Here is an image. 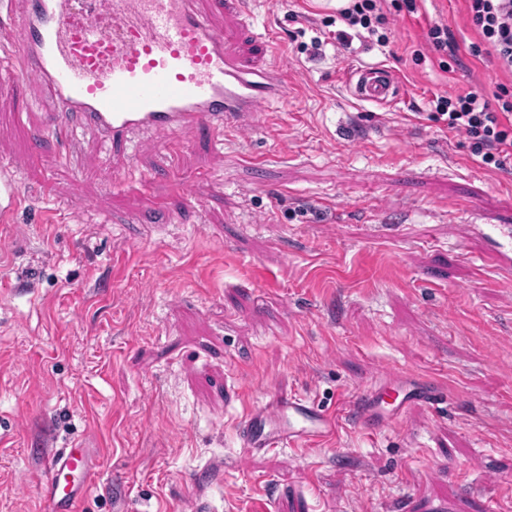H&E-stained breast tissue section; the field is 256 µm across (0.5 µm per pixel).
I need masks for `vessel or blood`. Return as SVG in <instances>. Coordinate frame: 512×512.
<instances>
[{"instance_id":"vessel-or-blood-1","label":"vessel or blood","mask_w":512,"mask_h":512,"mask_svg":"<svg viewBox=\"0 0 512 512\" xmlns=\"http://www.w3.org/2000/svg\"><path fill=\"white\" fill-rule=\"evenodd\" d=\"M0 45L9 50L0 96L36 79L51 107L46 127L64 136L95 130L108 154H121L135 131H205L221 135L254 124L292 85L276 65L249 63L214 21L208 0H0ZM350 95L386 104L402 85L388 68L351 70ZM22 195L9 167L0 168V221L10 222ZM401 393L391 410L386 397ZM442 387L414 373L393 376L365 392L361 421L378 430L402 420L412 403L438 405ZM336 416L294 395H274L239 425L244 448L266 451L328 436ZM40 494L47 512H80L82 490L99 479L88 449L75 446L50 458Z\"/></svg>"}]
</instances>
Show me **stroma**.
Listing matches in <instances>:
<instances>
[{
  "label": "stroma",
  "instance_id": "stroma-1",
  "mask_svg": "<svg viewBox=\"0 0 512 512\" xmlns=\"http://www.w3.org/2000/svg\"><path fill=\"white\" fill-rule=\"evenodd\" d=\"M249 2L214 21L287 71V104L221 140L139 135L110 185L92 132L45 130L36 82L0 96L24 194L0 228V512H45L77 441L101 472L83 512H512V158L486 167L432 117L512 77L472 54L466 0H381L383 46L337 40L347 0ZM377 65L401 97L349 96ZM406 370L446 401L367 433L360 392ZM275 393L338 410L334 434L243 448Z\"/></svg>",
  "mask_w": 512,
  "mask_h": 512
}]
</instances>
